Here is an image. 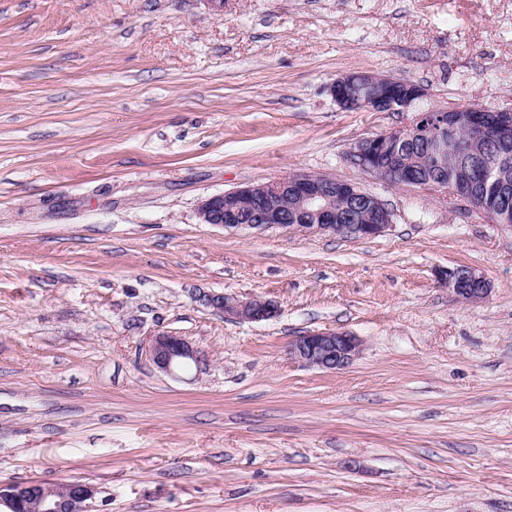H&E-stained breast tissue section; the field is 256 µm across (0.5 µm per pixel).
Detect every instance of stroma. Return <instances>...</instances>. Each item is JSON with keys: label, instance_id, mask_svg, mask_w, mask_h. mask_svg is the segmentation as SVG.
Here are the masks:
<instances>
[{"label": "stroma", "instance_id": "stroma-1", "mask_svg": "<svg viewBox=\"0 0 512 512\" xmlns=\"http://www.w3.org/2000/svg\"><path fill=\"white\" fill-rule=\"evenodd\" d=\"M354 71L512 112V0H0V482L79 479L100 512H512V228L353 168L412 119L341 109ZM293 173L391 230L199 222ZM459 265L486 299L441 283ZM325 330L361 340L348 367L289 356ZM163 331L201 363L156 369ZM395 130L385 131L376 134L375 136L362 138L355 142V144L350 149L347 158L350 165L363 173L369 174L384 181L387 180L392 182V176L384 169L373 166L369 159L373 157L376 148L382 142V140ZM442 280L458 299L465 302H479L491 291L487 278L470 267L448 268L442 273ZM206 304L221 312L224 316H232L242 320L268 321L279 314L278 304L267 299L239 301L224 293H213L206 296Z\"/></svg>", "mask_w": 512, "mask_h": 512}]
</instances>
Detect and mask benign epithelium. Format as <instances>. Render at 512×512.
I'll use <instances>...</instances> for the list:
<instances>
[{"mask_svg":"<svg viewBox=\"0 0 512 512\" xmlns=\"http://www.w3.org/2000/svg\"><path fill=\"white\" fill-rule=\"evenodd\" d=\"M390 78L370 74L358 81L340 77L330 85L336 104L346 109L360 100L373 112H414L407 133L421 131L441 139L445 131L453 130L461 120L467 124L470 136L476 140L493 137L512 140V115L504 114L496 121L483 115L489 109L469 105L453 109L431 107L414 111L415 100L425 90L411 83L405 92L391 96ZM389 135L385 131L365 137L352 146L348 162L355 169L381 180L392 181L385 170L370 163V158ZM345 195L359 206L375 203L381 207L379 224H338L330 200L336 194ZM199 223L221 227L235 235L243 230L261 231L272 226L292 228L305 234L341 235L354 238L380 236L392 226V212L377 197L362 191L355 184L324 176L294 174L272 183L249 184L238 189L212 195L197 209ZM448 289L460 300L479 302L491 291L487 278L470 267L449 269L442 273ZM206 304L224 315L250 321H268L279 314L278 304L267 299L239 301L222 293L206 296ZM361 342L342 331L308 332L296 337L288 346L290 357L306 366L336 371L347 367L358 355ZM149 358L160 371L174 374L188 364L201 362L200 352L185 338L161 332L153 336L148 346ZM98 489L80 480L70 481L59 488H49L37 482L0 484V512H95Z\"/></svg>","mask_w":512,"mask_h":512,"instance_id":"1","label":"benign epithelium"}]
</instances>
